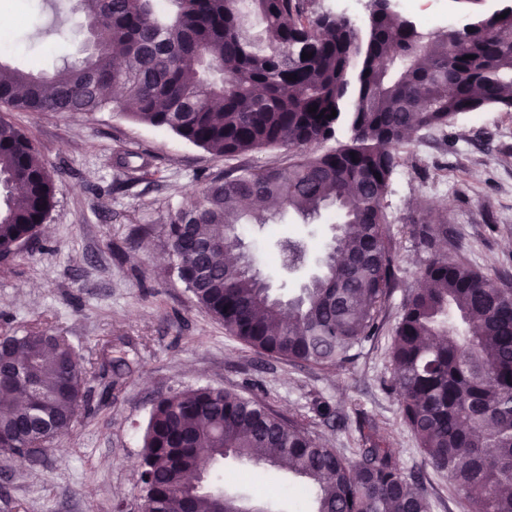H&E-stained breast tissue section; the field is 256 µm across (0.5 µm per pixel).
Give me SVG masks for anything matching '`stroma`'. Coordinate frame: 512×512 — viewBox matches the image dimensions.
Here are the masks:
<instances>
[{
	"mask_svg": "<svg viewBox=\"0 0 512 512\" xmlns=\"http://www.w3.org/2000/svg\"><path fill=\"white\" fill-rule=\"evenodd\" d=\"M0 27L7 31L0 64L29 72L53 74L87 49L77 0H0ZM0 118L29 136L55 184L36 241L0 265V336L42 322L95 364L88 411L38 464L0 453V512H139L149 414L161 397L200 387L258 397L349 459L366 439L383 442L421 482L431 512H464L401 419L390 350L427 258L413 225H447L451 254L482 273L512 276V112L488 107L420 132L386 199L401 259L383 329L354 362L333 367L291 363L226 335L173 273L165 250L169 213L205 179L287 161L286 149L217 156L110 109L26 112L2 104ZM337 220L329 208L310 232L291 215L238 233L271 293L285 299L298 286L282 281L283 241L303 240L317 256ZM107 342L125 366L105 365Z\"/></svg>",
	"mask_w": 512,
	"mask_h": 512,
	"instance_id": "stroma-1",
	"label": "stroma"
}]
</instances>
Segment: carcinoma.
Returning <instances> with one entry per match:
<instances>
[{"instance_id":"obj_1","label":"carcinoma","mask_w":512,"mask_h":512,"mask_svg":"<svg viewBox=\"0 0 512 512\" xmlns=\"http://www.w3.org/2000/svg\"><path fill=\"white\" fill-rule=\"evenodd\" d=\"M95 41L50 76L0 64V103L28 112L89 114L110 106L220 155L284 148L288 164L240 167L208 179L169 214L172 267L199 307L244 345L294 363L352 361L382 329L398 251L385 200L412 134L495 106L512 112V9L466 11L447 31L409 26L398 10L369 8L366 31L309 12L310 0H80ZM261 18L251 32L250 14ZM312 57L304 58L302 53ZM316 107L311 112L309 108ZM336 117H331L332 112ZM346 126L349 141L318 146ZM380 177H375L374 173ZM0 262L37 237L54 205L51 175L25 133L0 120ZM342 219L325 266L286 301L224 239V226L269 223L292 211ZM430 253L424 287L403 304L390 351L404 424L429 465L448 475L471 512H512V283L435 249L446 224H415ZM94 379L69 337L40 325L0 340V448L24 456L76 420ZM254 467L212 488L190 486L205 460ZM148 512H231L244 480L264 497L261 468L306 482L313 512H430L393 451L373 442L347 459L267 404L197 388L160 399L142 439Z\"/></svg>"}]
</instances>
